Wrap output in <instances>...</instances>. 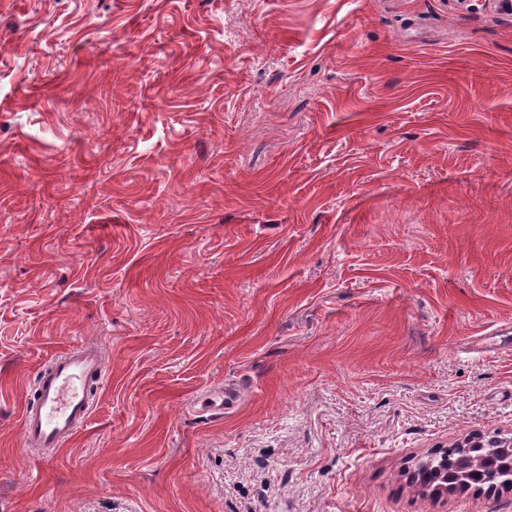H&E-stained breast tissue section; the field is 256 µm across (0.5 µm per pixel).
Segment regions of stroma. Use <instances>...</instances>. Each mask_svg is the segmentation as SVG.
<instances>
[{
    "mask_svg": "<svg viewBox=\"0 0 512 512\" xmlns=\"http://www.w3.org/2000/svg\"><path fill=\"white\" fill-rule=\"evenodd\" d=\"M493 434L512 0H0V512H512L410 480ZM50 362L39 378V404L22 417L25 448H60L68 442L89 417V380L103 377L94 346L65 351Z\"/></svg>",
    "mask_w": 512,
    "mask_h": 512,
    "instance_id": "35a3bbf8",
    "label": "stroma"
}]
</instances>
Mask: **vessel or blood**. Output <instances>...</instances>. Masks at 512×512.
Here are the masks:
<instances>
[{
  "mask_svg": "<svg viewBox=\"0 0 512 512\" xmlns=\"http://www.w3.org/2000/svg\"><path fill=\"white\" fill-rule=\"evenodd\" d=\"M102 368L97 349L90 345L52 359L39 378V404L22 417L24 447L58 448L75 435L90 414L88 383Z\"/></svg>",
  "mask_w": 512,
  "mask_h": 512,
  "instance_id": "vessel-or-blood-1",
  "label": "vessel or blood"
}]
</instances>
